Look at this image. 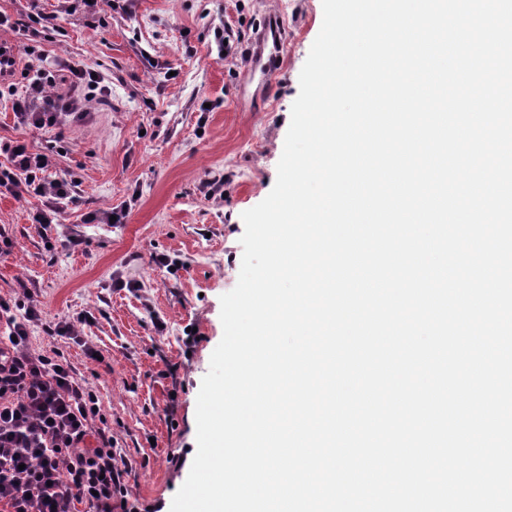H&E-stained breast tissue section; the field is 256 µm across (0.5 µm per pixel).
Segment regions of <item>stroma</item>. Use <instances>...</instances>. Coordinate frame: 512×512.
Masks as SVG:
<instances>
[{"label":"stroma","instance_id":"35a3bbf8","mask_svg":"<svg viewBox=\"0 0 512 512\" xmlns=\"http://www.w3.org/2000/svg\"><path fill=\"white\" fill-rule=\"evenodd\" d=\"M40 12L58 14V27L30 23ZM0 14L22 22L0 33L17 46L16 84L35 46L55 61L61 97L71 93V61L104 86L83 119L69 120L71 146L51 170L75 198L60 223H32L44 198L0 193V235L11 242L0 254V298L22 282L34 289L43 320L30 327L31 346L63 352L97 390L127 462L128 501L170 512L197 452V396L223 337L220 298L239 278L242 214L275 184L322 0H102L92 11L0 0ZM273 14L288 27L283 56L271 83L245 82L244 63L218 59L215 35L230 31L249 50ZM1 139L40 153L55 145L53 132L18 125L8 105ZM109 209L122 212L120 223H86ZM157 254L177 270L157 267ZM118 277L138 290L113 288ZM90 308L95 320L82 335L112 362L97 377L81 348L44 330Z\"/></svg>","mask_w":512,"mask_h":512}]
</instances>
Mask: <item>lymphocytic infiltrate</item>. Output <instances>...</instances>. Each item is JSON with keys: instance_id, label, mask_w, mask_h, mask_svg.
<instances>
[{"instance_id": "1", "label": "lymphocytic infiltrate", "mask_w": 512, "mask_h": 512, "mask_svg": "<svg viewBox=\"0 0 512 512\" xmlns=\"http://www.w3.org/2000/svg\"><path fill=\"white\" fill-rule=\"evenodd\" d=\"M26 82L11 91L19 124L61 129L66 118L84 115L99 75L83 62L69 64L79 95L54 92L52 67L28 47ZM9 165L0 169V188L15 196L47 198L33 213L36 224H56L71 201L67 183L48 179L52 155L30 152L20 140L0 141ZM40 319L33 292L19 288L13 301L0 299V512H127L123 458L112 446L111 424L99 398L62 352L33 349L29 328Z\"/></svg>"}]
</instances>
